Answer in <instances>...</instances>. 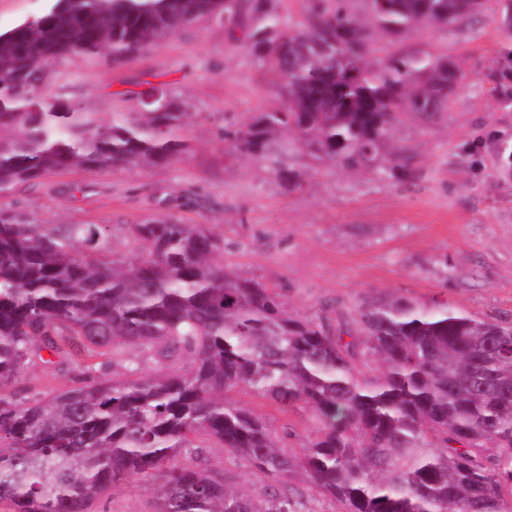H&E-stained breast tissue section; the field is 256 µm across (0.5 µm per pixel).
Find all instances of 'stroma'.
<instances>
[{"instance_id":"obj_1","label":"stroma","mask_w":512,"mask_h":512,"mask_svg":"<svg viewBox=\"0 0 512 512\" xmlns=\"http://www.w3.org/2000/svg\"><path fill=\"white\" fill-rule=\"evenodd\" d=\"M498 0L459 28L423 26L393 43L377 40V58L400 51L443 56L462 78L445 112L403 113L392 143L408 157V176L378 168L321 171L307 153L296 166L300 189L284 191L267 163L234 155L225 128L281 106L280 80L258 68L247 41L216 21L186 27L133 62L108 65L83 56L47 68L45 84L61 102L108 120L136 112L138 92L164 85L192 117L181 160L140 170L69 169L15 186L0 204L41 224H108L110 256L132 261L141 250L126 225L172 215L200 224L224 244L239 275L283 290L292 313L331 321L357 317L370 296H402L449 306L479 319L512 322V34L498 24ZM64 366L35 363L16 388L48 398L73 386ZM226 403L290 427L289 446L313 430L311 411H288L245 389ZM181 467L221 474L227 485L259 495L264 477L213 444L184 451ZM157 478L139 475L92 503L89 512H155Z\"/></svg>"}]
</instances>
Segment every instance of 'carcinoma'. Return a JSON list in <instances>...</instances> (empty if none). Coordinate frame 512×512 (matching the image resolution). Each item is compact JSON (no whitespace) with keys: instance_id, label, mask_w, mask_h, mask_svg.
I'll list each match as a JSON object with an SVG mask.
<instances>
[{"instance_id":"1","label":"carcinoma","mask_w":512,"mask_h":512,"mask_svg":"<svg viewBox=\"0 0 512 512\" xmlns=\"http://www.w3.org/2000/svg\"><path fill=\"white\" fill-rule=\"evenodd\" d=\"M483 0H383L361 20L346 0H307L306 22L272 0H56L0 33V193L61 170H136L187 152L191 113L164 88L139 112L103 121L43 92L44 70L71 56L113 65L202 21L239 29L279 77L283 106L234 131L229 149L267 160L300 187L294 149L334 167L380 161L400 114L448 110L438 93L459 69L432 54L371 57L374 37L455 27ZM136 262L91 261L110 224H37L0 207V501L14 512H87L129 477L162 471L156 512H512V323L434 299L364 300L354 325L295 317L283 293L217 261L223 242L174 216L126 225ZM79 371L47 401L9 387L41 352ZM123 357L126 374L106 379ZM152 362L149 374L143 365ZM246 389L304 406L317 426L282 449L265 419L224 403ZM203 439L271 481L263 498L204 468L170 464ZM299 474L304 486H288Z\"/></svg>"}]
</instances>
